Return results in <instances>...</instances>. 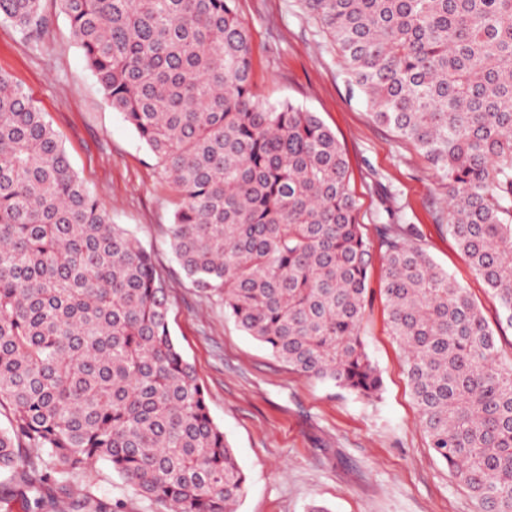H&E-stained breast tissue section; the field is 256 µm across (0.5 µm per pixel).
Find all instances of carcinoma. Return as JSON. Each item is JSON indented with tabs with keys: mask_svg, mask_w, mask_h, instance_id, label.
Masks as SVG:
<instances>
[{
	"mask_svg": "<svg viewBox=\"0 0 512 512\" xmlns=\"http://www.w3.org/2000/svg\"><path fill=\"white\" fill-rule=\"evenodd\" d=\"M112 110L179 198L171 248L198 291L299 373L360 397L371 245L345 154L316 113L261 99L236 0H59ZM375 122L448 190V233L512 328V0H299ZM38 41L42 0H0ZM380 291L429 447L479 512H512V362L481 310L401 224L379 227ZM0 473L26 512L97 461L163 512H234L246 491L171 336L150 252L80 181L0 69ZM35 454L19 467L20 450Z\"/></svg>",
	"mask_w": 512,
	"mask_h": 512,
	"instance_id": "cac0c4a2",
	"label": "carcinoma"
}]
</instances>
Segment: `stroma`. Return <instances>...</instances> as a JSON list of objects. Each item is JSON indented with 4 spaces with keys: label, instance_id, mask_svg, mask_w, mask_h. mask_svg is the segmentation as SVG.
Instances as JSON below:
<instances>
[{
    "label": "stroma",
    "instance_id": "stroma-1",
    "mask_svg": "<svg viewBox=\"0 0 512 512\" xmlns=\"http://www.w3.org/2000/svg\"><path fill=\"white\" fill-rule=\"evenodd\" d=\"M51 20L41 41L0 21V69L44 113L81 180L119 224L153 255L170 302V330L208 393L247 477L238 512H478L470 491L428 446L411 395L404 353L388 326L380 292L384 269L378 228L413 225L419 244L471 295L512 361V328L497 300L448 232V195L411 142L374 122L341 60L298 0H237L251 36L252 82L270 102L316 112L340 142L360 220L374 252L363 327L383 391L365 400L303 376L224 316L220 297L185 278L168 228L177 197L134 130L113 112L86 64L58 0H43ZM84 492L112 512H160L100 461L79 477Z\"/></svg>",
    "mask_w": 512,
    "mask_h": 512
}]
</instances>
